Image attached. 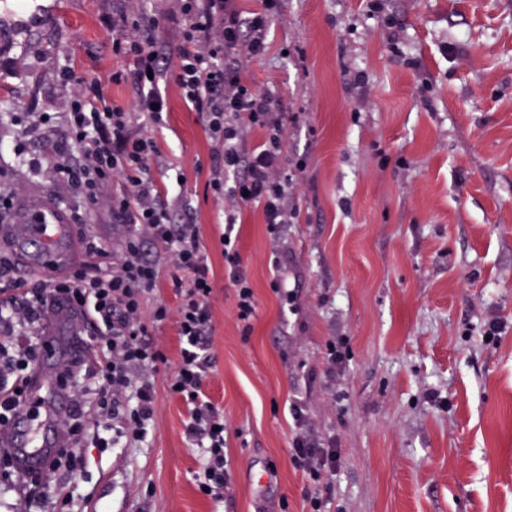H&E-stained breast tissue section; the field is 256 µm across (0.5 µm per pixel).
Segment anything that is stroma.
<instances>
[{"instance_id": "obj_1", "label": "stroma", "mask_w": 512, "mask_h": 512, "mask_svg": "<svg viewBox=\"0 0 512 512\" xmlns=\"http://www.w3.org/2000/svg\"><path fill=\"white\" fill-rule=\"evenodd\" d=\"M390 33L368 0H284L270 49L247 76L293 114L285 132L296 223L271 234L245 206L238 247L257 300L251 330L235 312L220 238L224 204L209 186L211 140L174 85L153 130L151 173L179 187L215 283L214 366L205 392L224 412L230 484L198 486L199 448L168 389L174 323L152 328L166 358L144 440L82 449L74 480H0V512L29 494L71 497L81 512H512V0H388ZM119 0H0V184L18 200L54 194L10 120L45 112L51 76L106 77L109 103L133 108L115 78ZM361 83L349 85L350 75ZM110 261L124 231L110 211L73 204ZM501 327L488 339L491 324ZM343 357L329 367V348ZM342 463L312 486L290 461L291 409Z\"/></svg>"}]
</instances>
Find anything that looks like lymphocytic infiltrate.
Wrapping results in <instances>:
<instances>
[{
    "label": "lymphocytic infiltrate",
    "instance_id": "1",
    "mask_svg": "<svg viewBox=\"0 0 512 512\" xmlns=\"http://www.w3.org/2000/svg\"><path fill=\"white\" fill-rule=\"evenodd\" d=\"M172 2L181 20L173 49L149 38L154 20L138 0H127L112 18V49L129 63L122 78L135 95L136 112L104 104L102 80L63 67L53 79L67 91L64 112L55 120L34 118L31 124L43 138L62 136L68 147L49 167L57 185L83 202L111 209L127 231L108 267L91 273L79 268L68 278L47 277L33 284L0 280V431L29 403L25 388L41 339L24 330L37 322L48 301L64 298L86 311L93 327L87 341L89 383H82L80 370L65 372L76 406L71 418L75 447L90 443L106 449L122 437L143 440L152 425L156 374L164 359L148 326L171 321L181 348L168 388L186 402V434L204 452L199 485L220 500L230 482L224 413L204 391L213 365L215 283L198 226L171 221L172 210L184 204L182 196L164 194L151 175L158 155L151 130L168 109L162 86L175 84L203 118L212 140L209 184L224 202V270L236 289L237 318L250 326L256 299L231 236L237 215L241 206L260 205L273 233L297 216L284 156L289 116L275 93L253 87L243 68L244 58L266 55L268 23L282 0H260V8L247 18L236 0ZM256 129L265 138L252 148L248 135ZM167 264L178 272L174 308L153 296ZM88 410L94 418L90 430L83 423ZM292 411L298 431L291 441V461L313 482H321L340 465V451L313 445L303 430V406L293 405Z\"/></svg>",
    "mask_w": 512,
    "mask_h": 512
}]
</instances>
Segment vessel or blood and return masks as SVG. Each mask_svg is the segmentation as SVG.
I'll use <instances>...</instances> for the list:
<instances>
[{"label": "vessel or blood", "mask_w": 512, "mask_h": 512, "mask_svg": "<svg viewBox=\"0 0 512 512\" xmlns=\"http://www.w3.org/2000/svg\"><path fill=\"white\" fill-rule=\"evenodd\" d=\"M1 241L30 252L35 270L49 277L62 276L79 253L67 212L44 196L29 199L0 224ZM44 315L51 325L50 337L29 384V397L45 400L46 405L37 414L22 412L10 429L0 433V446L11 449L24 474L43 471L55 449L71 445V404L56 388L54 368L58 337L75 336L80 324L73 306L62 300L49 302Z\"/></svg>", "instance_id": "vessel-or-blood-1"}]
</instances>
